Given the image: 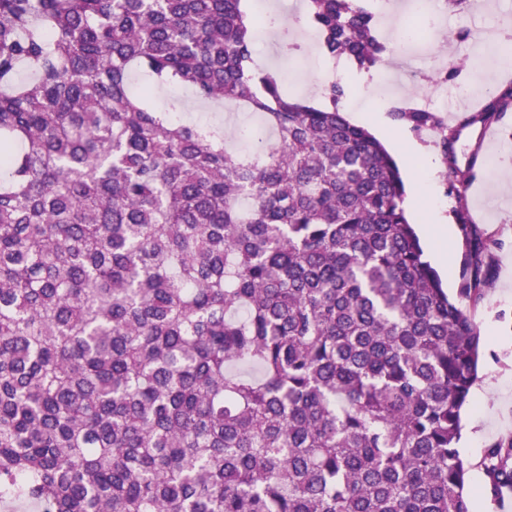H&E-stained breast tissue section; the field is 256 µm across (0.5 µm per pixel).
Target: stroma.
Masks as SVG:
<instances>
[{
    "instance_id": "35a3bbf8",
    "label": "stroma",
    "mask_w": 512,
    "mask_h": 512,
    "mask_svg": "<svg viewBox=\"0 0 512 512\" xmlns=\"http://www.w3.org/2000/svg\"><path fill=\"white\" fill-rule=\"evenodd\" d=\"M297 38L312 46L310 55H280L276 33H269L255 48L256 57L264 58L269 69L283 72L294 70L298 76L292 84L299 95L314 101L312 87L326 57L319 46L317 34L306 26L295 27ZM425 40L432 48L428 56L394 55L390 73L382 85L367 86L366 72L346 65L341 78L350 93L343 101L348 119L366 127L396 159L405 185L407 211L417 233H424L434 222L436 211H443L454 221L456 235L452 240L431 239L432 249L448 254V264L441 270L443 285L450 296H457L460 274L466 253V230L473 227L491 236L496 246L489 263L492 286L479 303L462 301V308L471 316L482 339L481 361L475 386L478 390L462 411V437L458 444L460 456L468 469L467 491L472 512H497L494 498L487 488L483 461L493 444L512 439V114L495 125V136L486 141L479 127L461 131L456 143L459 159L479 152L490 165L481 176L465 188L463 195L470 222L457 223L455 197L449 196L440 173L441 156L434 150L435 138L430 131L413 130L394 121L391 113L375 119L372 104L379 96L391 103L417 101L426 91L434 56L447 55L466 60L461 71L449 72L448 86L470 88L471 96L448 101L445 120L466 107L469 100L481 99L483 87L482 64L476 52L484 41L498 40L500 48L512 47V0H478L469 9H451L442 27H423ZM191 123H222L229 148H237L241 125L254 122V115L238 112L225 114L187 102L180 115Z\"/></svg>"
}]
</instances>
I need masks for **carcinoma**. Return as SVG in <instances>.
<instances>
[{
  "label": "carcinoma",
  "instance_id": "obj_1",
  "mask_svg": "<svg viewBox=\"0 0 512 512\" xmlns=\"http://www.w3.org/2000/svg\"><path fill=\"white\" fill-rule=\"evenodd\" d=\"M323 53L391 47L363 0H305ZM243 0H0V502L40 512H470L457 443L481 353L336 80L255 64ZM135 75L147 84L132 92ZM178 84L276 146L154 105ZM512 112V84L486 124ZM439 129L451 192L474 181ZM466 237L460 296L490 285ZM512 489V441L489 449Z\"/></svg>",
  "mask_w": 512,
  "mask_h": 512
}]
</instances>
